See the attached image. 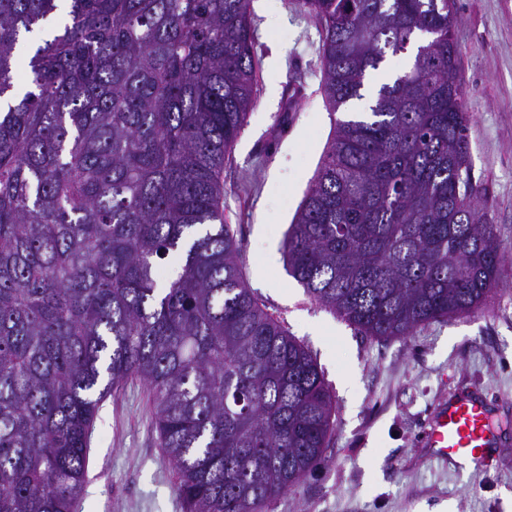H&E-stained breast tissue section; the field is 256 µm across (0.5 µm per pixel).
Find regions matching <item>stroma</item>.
Returning <instances> with one entry per match:
<instances>
[{
	"label": "stroma",
	"mask_w": 512,
	"mask_h": 512,
	"mask_svg": "<svg viewBox=\"0 0 512 512\" xmlns=\"http://www.w3.org/2000/svg\"><path fill=\"white\" fill-rule=\"evenodd\" d=\"M293 2L251 0L257 101L224 164V214L254 294L316 359L335 428L320 464L263 512H440L447 503L454 512H507L512 443L464 471L432 460L424 436L437 403L469 389L494 402L495 425L512 435V260L479 309L388 340L314 304L286 270L284 234L338 118L320 91L321 28ZM270 16L276 28H267ZM456 16L477 204L512 247V0H456ZM74 512H183L143 382L103 401Z\"/></svg>",
	"instance_id": "1"
}]
</instances>
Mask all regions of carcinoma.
I'll use <instances>...</instances> for the list:
<instances>
[{"mask_svg":"<svg viewBox=\"0 0 512 512\" xmlns=\"http://www.w3.org/2000/svg\"><path fill=\"white\" fill-rule=\"evenodd\" d=\"M336 123L282 249L375 339L484 305L509 255L474 201L455 0H295ZM63 16L28 57L23 32ZM0 512H73L99 406L150 389L185 512H262L334 431L310 351L259 302L224 217L257 94L250 0H0ZM176 277L159 285V261Z\"/></svg>","mask_w":512,"mask_h":512,"instance_id":"1","label":"carcinoma"}]
</instances>
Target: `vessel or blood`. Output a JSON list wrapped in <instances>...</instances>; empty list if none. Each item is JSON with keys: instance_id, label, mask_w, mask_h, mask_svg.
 Here are the masks:
<instances>
[{"instance_id": "1", "label": "vessel or blood", "mask_w": 512, "mask_h": 512, "mask_svg": "<svg viewBox=\"0 0 512 512\" xmlns=\"http://www.w3.org/2000/svg\"><path fill=\"white\" fill-rule=\"evenodd\" d=\"M491 418V405L483 395L441 400L425 436L431 458L443 462L464 459L473 467H483L501 439Z\"/></svg>"}]
</instances>
